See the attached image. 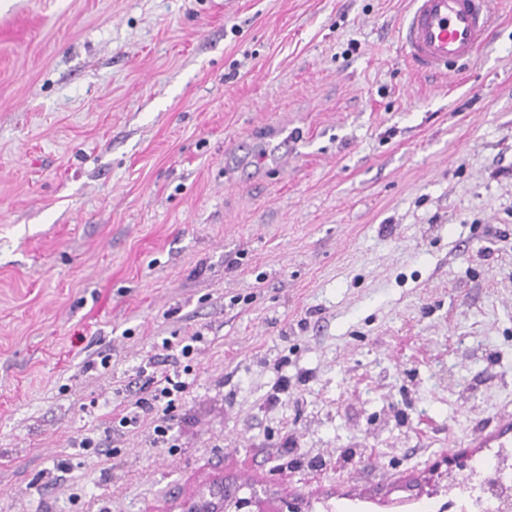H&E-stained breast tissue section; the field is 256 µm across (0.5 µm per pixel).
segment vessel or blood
<instances>
[{"label": "vessel or blood", "mask_w": 512, "mask_h": 512, "mask_svg": "<svg viewBox=\"0 0 512 512\" xmlns=\"http://www.w3.org/2000/svg\"><path fill=\"white\" fill-rule=\"evenodd\" d=\"M493 0H411L398 39L409 65L417 72L445 75L472 60L492 17ZM512 446V421L498 425L484 437L472 440L475 448ZM224 483L215 479L198 512H219Z\"/></svg>", "instance_id": "1"}]
</instances>
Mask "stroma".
<instances>
[{
  "label": "stroma",
  "mask_w": 512,
  "mask_h": 512,
  "mask_svg": "<svg viewBox=\"0 0 512 512\" xmlns=\"http://www.w3.org/2000/svg\"><path fill=\"white\" fill-rule=\"evenodd\" d=\"M409 6L0 0V512H182L218 476L389 512L488 458L467 441L512 416V0L445 79L404 58ZM198 331L172 445L146 417L110 458L78 448Z\"/></svg>",
  "instance_id": "1"
}]
</instances>
